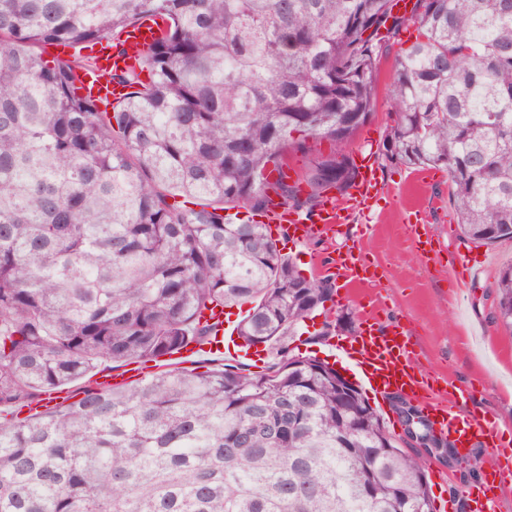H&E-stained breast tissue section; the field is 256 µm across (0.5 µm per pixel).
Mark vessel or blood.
Instances as JSON below:
<instances>
[{
  "label": "vessel or blood",
  "instance_id": "1",
  "mask_svg": "<svg viewBox=\"0 0 512 512\" xmlns=\"http://www.w3.org/2000/svg\"><path fill=\"white\" fill-rule=\"evenodd\" d=\"M157 21L143 20L131 26L122 35L117 46L100 50L97 69L81 73L77 86L80 93L109 103L124 97L127 92L122 84L101 80L104 71L119 73L133 64L130 48L147 51L157 40ZM349 202L336 204L325 199L317 208L315 223H305L302 216L282 209L265 215L271 232L286 235L292 243L300 244L311 236L333 232L336 225L350 221L353 212L371 214L383 199V188L378 168L370 159L360 161L359 175L349 191ZM348 283L367 279L369 266L362 254L346 250L338 261ZM403 328L384 332L372 323H363L360 331L338 344L337 350L347 363L359 371L367 390L376 396L398 393L416 401L426 410L437 433L450 438L455 447L472 448L484 445L494 450V471L501 476L512 475V447L500 443L494 426L485 418L473 416L461 419L447 405L437 402L438 392L430 379L419 373L414 352L403 338Z\"/></svg>",
  "mask_w": 512,
  "mask_h": 512
}]
</instances>
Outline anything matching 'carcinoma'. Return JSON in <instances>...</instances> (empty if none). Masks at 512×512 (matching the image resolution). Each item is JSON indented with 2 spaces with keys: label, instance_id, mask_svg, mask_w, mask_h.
Segmentation results:
<instances>
[{
  "label": "carcinoma",
  "instance_id": "cac0c4a2",
  "mask_svg": "<svg viewBox=\"0 0 512 512\" xmlns=\"http://www.w3.org/2000/svg\"><path fill=\"white\" fill-rule=\"evenodd\" d=\"M0 0V512H437L428 461L395 444L357 386L287 339L321 314L265 224L311 216L357 177L345 152L372 115L382 44L409 29L379 153L448 173L473 243L512 240V0ZM161 34L102 112L78 93L93 58L36 48ZM311 155L293 180L288 149ZM512 332V264L494 286ZM250 305L259 374L222 363L104 389L107 363L159 361ZM85 378L83 396L32 403ZM30 413L23 414V409Z\"/></svg>",
  "mask_w": 512,
  "mask_h": 512
}]
</instances>
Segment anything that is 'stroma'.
I'll list each match as a JSON object with an SVG mask.
<instances>
[{
  "label": "stroma",
  "mask_w": 512,
  "mask_h": 512,
  "mask_svg": "<svg viewBox=\"0 0 512 512\" xmlns=\"http://www.w3.org/2000/svg\"><path fill=\"white\" fill-rule=\"evenodd\" d=\"M413 40L404 32L384 48L373 113L347 147L356 158L377 156L389 203L370 216L354 215L351 223L338 225L331 238H314L287 251L304 276L334 277L333 311L345 317L336 340L350 337L366 318L382 330L402 324L421 371L447 392L470 389L468 400L454 402L457 414L485 417L495 424L500 439H512V333L495 321L492 290L499 270L512 263V241L483 246L460 235L445 171L408 169L378 157L394 119V66ZM417 214L425 217L422 231L438 251L436 260H422L404 230ZM350 247L361 249L376 264L375 283L348 288L338 277L336 255ZM477 459L492 461V449L472 448L453 466L447 457L432 455L427 477L434 499H451L455 512H466L467 494L485 476L473 466Z\"/></svg>",
  "instance_id": "35a3bbf8"
}]
</instances>
